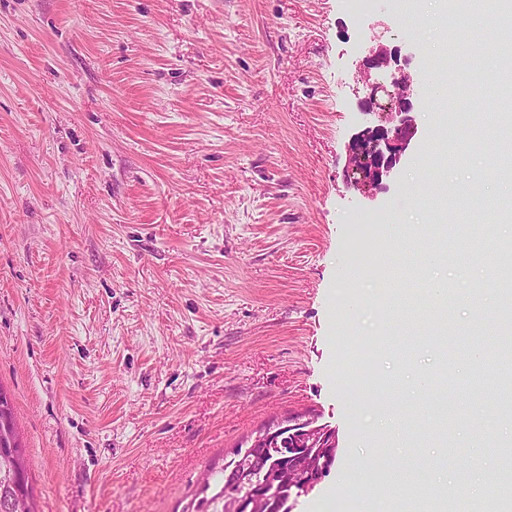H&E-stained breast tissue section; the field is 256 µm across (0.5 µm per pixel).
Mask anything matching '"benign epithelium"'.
<instances>
[{"label": "benign epithelium", "mask_w": 512, "mask_h": 512, "mask_svg": "<svg viewBox=\"0 0 512 512\" xmlns=\"http://www.w3.org/2000/svg\"><path fill=\"white\" fill-rule=\"evenodd\" d=\"M366 77L376 73L378 78L365 81L367 94L360 101L364 114H376L379 123L367 126L352 135L347 145V181L368 195L388 188L402 158L418 134L414 113V100L422 84L401 65V48L379 47L363 60ZM288 464L300 462L310 448L325 453L317 469L304 475L302 493L310 491L319 481L318 475L335 458L338 448L334 432L311 427L309 422L293 433Z\"/></svg>", "instance_id": "1"}]
</instances>
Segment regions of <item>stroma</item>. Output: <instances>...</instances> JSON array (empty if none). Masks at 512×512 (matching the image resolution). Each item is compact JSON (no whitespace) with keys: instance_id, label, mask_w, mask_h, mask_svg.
Listing matches in <instances>:
<instances>
[{"instance_id":"35a3bbf8","label":"stroma","mask_w":512,"mask_h":512,"mask_svg":"<svg viewBox=\"0 0 512 512\" xmlns=\"http://www.w3.org/2000/svg\"><path fill=\"white\" fill-rule=\"evenodd\" d=\"M448 0H0V388L26 449L38 512H183L200 474L266 427L316 418L338 441L330 474L292 512H377L357 469L370 449L413 453L395 512H434L454 446L498 471L503 431L472 414L445 439L415 411L448 355L415 342L436 289L451 332L485 264L453 259L430 207L497 158L496 144L444 159L437 127L493 91L421 95L419 139L387 191L345 176L363 129V59L441 60ZM396 224L391 243L383 227ZM416 265L413 321L386 260ZM379 371L397 384L379 395ZM394 413L381 429L377 409Z\"/></svg>"}]
</instances>
